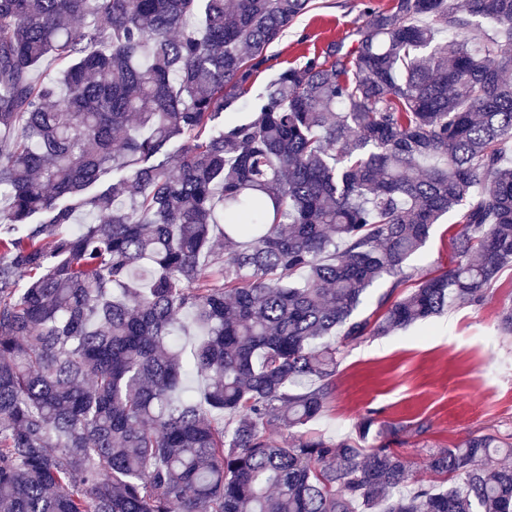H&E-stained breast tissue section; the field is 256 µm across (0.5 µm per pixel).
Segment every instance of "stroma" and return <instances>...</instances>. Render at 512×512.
Segmentation results:
<instances>
[{
	"label": "stroma",
	"instance_id": "1",
	"mask_svg": "<svg viewBox=\"0 0 512 512\" xmlns=\"http://www.w3.org/2000/svg\"><path fill=\"white\" fill-rule=\"evenodd\" d=\"M359 0H326L299 18L267 54L255 89L303 55L341 40L362 16ZM307 41H300V34ZM451 218L434 225L420 255L407 270L418 275L448 268L454 256ZM512 302V265L505 266L480 305L463 304L431 319L427 329L398 330L343 348L326 412L304 434L338 441L352 437L357 422L370 416L382 424L422 428L404 436L400 451L411 462L413 480L429 482L427 450L455 446L475 433L512 436V338L497 329L504 304Z\"/></svg>",
	"mask_w": 512,
	"mask_h": 512
}]
</instances>
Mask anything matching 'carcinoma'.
Returning a JSON list of instances; mask_svg holds the SVG:
<instances>
[{
  "mask_svg": "<svg viewBox=\"0 0 512 512\" xmlns=\"http://www.w3.org/2000/svg\"><path fill=\"white\" fill-rule=\"evenodd\" d=\"M362 2L350 49L253 94L320 0H0V512H512V466L480 467L512 437L411 489L400 428L296 433L340 345L512 262V0ZM447 214L451 265L391 300Z\"/></svg>",
  "mask_w": 512,
  "mask_h": 512,
  "instance_id": "carcinoma-1",
  "label": "carcinoma"
}]
</instances>
